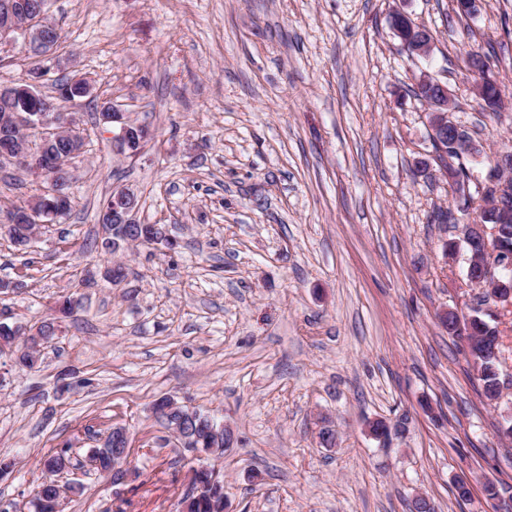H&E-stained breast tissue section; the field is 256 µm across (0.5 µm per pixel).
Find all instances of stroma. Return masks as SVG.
I'll use <instances>...</instances> for the list:
<instances>
[{
    "instance_id": "35a3bbf8",
    "label": "stroma",
    "mask_w": 512,
    "mask_h": 512,
    "mask_svg": "<svg viewBox=\"0 0 512 512\" xmlns=\"http://www.w3.org/2000/svg\"><path fill=\"white\" fill-rule=\"evenodd\" d=\"M59 54L93 84L72 105L89 137L75 159L74 207L25 250L0 237V321L57 318L40 371L0 356V502L29 512L41 457L99 447L125 426V476L90 473L64 512H175L197 463L168 444L152 406L169 397L229 425L216 463L229 512H492L512 489L507 404H489L462 339L438 315L469 311L466 255L442 245L457 206L409 89L447 84L455 121L485 158L469 189L512 148V0H47ZM430 31L428 57L401 51L394 10ZM489 53L503 108L474 96L470 48ZM112 104L154 134L136 159L112 148ZM119 186L137 219L177 245L138 247L114 286L84 284L99 207ZM80 299L71 316L55 303ZM338 434L319 445L322 419ZM374 418L406 436L369 437ZM470 483L459 498L455 483Z\"/></svg>"
}]
</instances>
